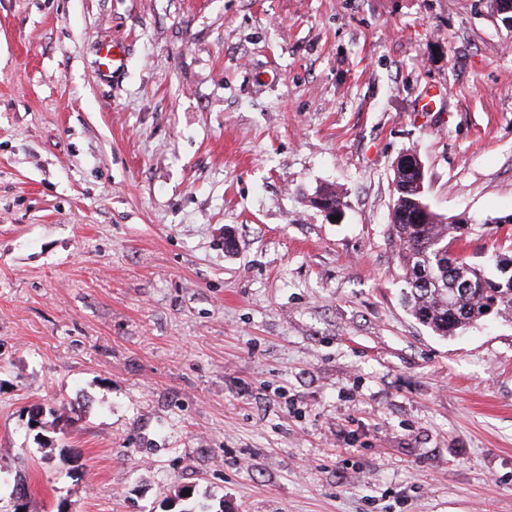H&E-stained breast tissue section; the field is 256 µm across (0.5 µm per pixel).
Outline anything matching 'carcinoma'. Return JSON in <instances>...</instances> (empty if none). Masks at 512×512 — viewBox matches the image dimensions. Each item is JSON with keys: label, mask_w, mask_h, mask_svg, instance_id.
Segmentation results:
<instances>
[{"label": "carcinoma", "mask_w": 512, "mask_h": 512, "mask_svg": "<svg viewBox=\"0 0 512 512\" xmlns=\"http://www.w3.org/2000/svg\"><path fill=\"white\" fill-rule=\"evenodd\" d=\"M390 242L404 272L411 315L442 337L512 310V257L495 260V272L462 256L463 227L430 210L414 177L393 172Z\"/></svg>", "instance_id": "carcinoma-1"}]
</instances>
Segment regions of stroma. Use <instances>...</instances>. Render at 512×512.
<instances>
[{"mask_svg":"<svg viewBox=\"0 0 512 512\" xmlns=\"http://www.w3.org/2000/svg\"><path fill=\"white\" fill-rule=\"evenodd\" d=\"M408 152L512 252L490 0H0V512H512V316L405 307Z\"/></svg>","mask_w":512,"mask_h":512,"instance_id":"obj_1","label":"stroma"}]
</instances>
